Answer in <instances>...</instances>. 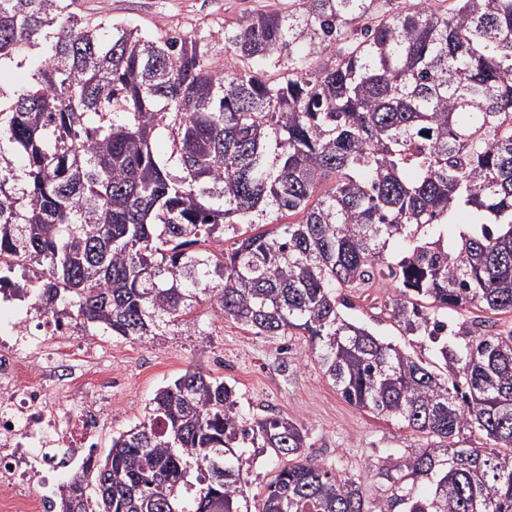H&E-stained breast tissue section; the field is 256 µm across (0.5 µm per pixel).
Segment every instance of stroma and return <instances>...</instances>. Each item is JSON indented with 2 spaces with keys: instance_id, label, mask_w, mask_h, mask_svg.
Wrapping results in <instances>:
<instances>
[{
  "instance_id": "1",
  "label": "stroma",
  "mask_w": 512,
  "mask_h": 512,
  "mask_svg": "<svg viewBox=\"0 0 512 512\" xmlns=\"http://www.w3.org/2000/svg\"><path fill=\"white\" fill-rule=\"evenodd\" d=\"M82 13L121 20L151 32L196 36L240 23L257 11L281 8L282 0H80ZM391 285L348 292L349 317L384 341L424 363L435 361L426 337L405 332L385 306ZM203 335L168 333L153 341L99 336L101 365L112 369V398L103 404L97 456L114 434L142 421L156 390L199 367L233 383L241 411L258 417L273 410L297 420L308 433L310 453L348 473L367 470L389 448H419L424 440L395 422L374 418L347 403L314 360L307 337L257 336L242 325L208 314Z\"/></svg>"
}]
</instances>
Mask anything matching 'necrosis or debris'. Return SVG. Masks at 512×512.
Returning <instances> with one entry per match:
<instances>
[{
    "label": "necrosis or debris",
    "instance_id": "obj_1",
    "mask_svg": "<svg viewBox=\"0 0 512 512\" xmlns=\"http://www.w3.org/2000/svg\"><path fill=\"white\" fill-rule=\"evenodd\" d=\"M2 307L23 317L0 322V512H49L51 475L81 468L97 445V404L112 395V372L75 369L94 346L74 321L26 312L25 299L0 284ZM57 381L68 404L53 394Z\"/></svg>",
    "mask_w": 512,
    "mask_h": 512
}]
</instances>
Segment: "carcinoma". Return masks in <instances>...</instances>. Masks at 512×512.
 <instances>
[{"instance_id":"cac0c4a2","label":"carcinoma","mask_w":512,"mask_h":512,"mask_svg":"<svg viewBox=\"0 0 512 512\" xmlns=\"http://www.w3.org/2000/svg\"><path fill=\"white\" fill-rule=\"evenodd\" d=\"M1 60L28 79L0 87V257L40 270L17 284L38 309L150 341L196 334L207 302L308 337L346 402L426 438L333 469L296 420L189 368L52 512H512V331L460 345L445 317L512 313V0H288L193 38L0 0ZM463 208L454 246L430 240ZM387 280L442 371L341 314L340 291ZM251 448L280 461L255 502Z\"/></svg>"}]
</instances>
